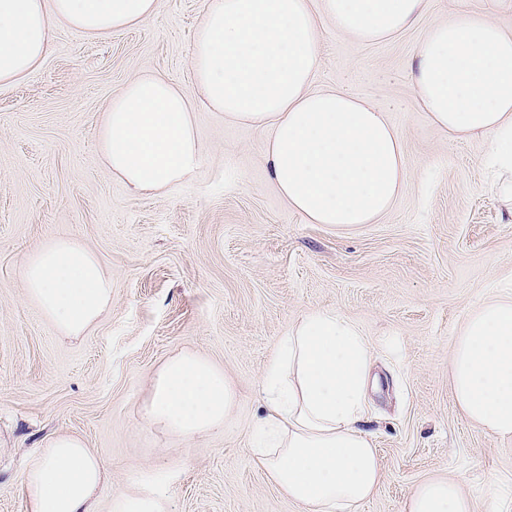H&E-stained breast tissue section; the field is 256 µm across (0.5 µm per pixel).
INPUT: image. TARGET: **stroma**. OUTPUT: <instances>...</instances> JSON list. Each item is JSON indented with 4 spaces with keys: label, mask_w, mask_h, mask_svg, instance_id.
Returning <instances> with one entry per match:
<instances>
[{
    "label": "stroma",
    "mask_w": 512,
    "mask_h": 512,
    "mask_svg": "<svg viewBox=\"0 0 512 512\" xmlns=\"http://www.w3.org/2000/svg\"><path fill=\"white\" fill-rule=\"evenodd\" d=\"M485 0H426L391 41L359 44L317 19L313 86L385 105L403 142L404 189L374 224H311L273 188L261 129L196 108L208 155L166 197L131 195L99 163L111 100L149 71L197 96L192 43L204 0H160L148 22L90 40L60 26L41 66L0 85V512H29L33 453L80 436L107 466L98 512L115 491L167 487L168 512H303L252 462L263 369L307 313L333 310L372 357L368 415L382 477L355 512H404L413 488L445 474L484 512L512 488V439L460 411L450 384L466 314L512 279V211L492 187L488 143L431 125L410 63L425 31ZM73 236L112 274V308L63 340L24 298L20 264ZM190 350L223 367L235 402L222 431L193 441L146 423L154 372Z\"/></svg>",
    "instance_id": "1"
}]
</instances>
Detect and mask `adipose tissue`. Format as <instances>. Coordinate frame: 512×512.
Wrapping results in <instances>:
<instances>
[{"label": "adipose tissue", "instance_id": "adipose-tissue-1", "mask_svg": "<svg viewBox=\"0 0 512 512\" xmlns=\"http://www.w3.org/2000/svg\"><path fill=\"white\" fill-rule=\"evenodd\" d=\"M425 0H205L192 46L200 95L228 122L264 130L270 176L289 207L312 224H372L400 196L403 143L379 104L316 90L315 15L359 43L393 39ZM158 0H0V84L42 63L55 24L90 39L149 20ZM413 88L427 120L450 137H482L512 197V33L467 10L431 27L413 53ZM98 159L130 192L167 195L193 181L207 150L195 102L146 73L104 112ZM27 299L66 339L92 330L112 306V277L74 237H53L25 256ZM369 349L360 329L333 310L309 312L265 367L266 414L252 455L280 492L306 512H353L372 496L381 469L366 418ZM451 385L483 433L512 439V294L481 300L457 337ZM235 401L222 368L186 351L156 371L144 420L192 441L222 430ZM107 470L77 436L63 434L31 458L23 484L30 512H94ZM164 487L116 492L110 512H166ZM405 512H472L454 480L418 484Z\"/></svg>", "mask_w": 512, "mask_h": 512}]
</instances>
